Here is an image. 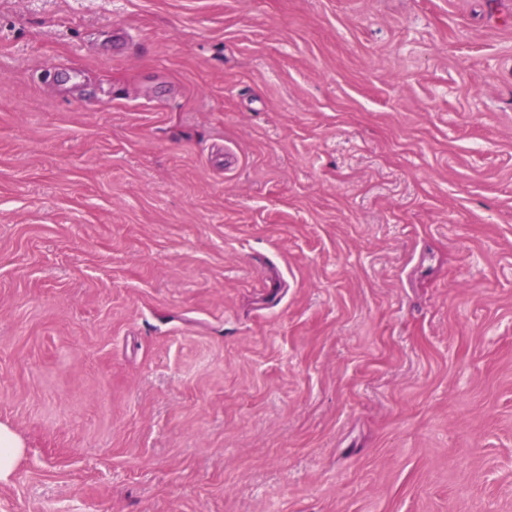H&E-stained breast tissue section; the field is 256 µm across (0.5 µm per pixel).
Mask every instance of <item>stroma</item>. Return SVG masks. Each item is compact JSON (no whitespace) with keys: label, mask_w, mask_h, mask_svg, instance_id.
<instances>
[{"label":"stroma","mask_w":512,"mask_h":512,"mask_svg":"<svg viewBox=\"0 0 512 512\" xmlns=\"http://www.w3.org/2000/svg\"><path fill=\"white\" fill-rule=\"evenodd\" d=\"M0 512H512V0H0ZM20 451L21 445L17 437L0 425V478L11 473Z\"/></svg>","instance_id":"obj_1"}]
</instances>
